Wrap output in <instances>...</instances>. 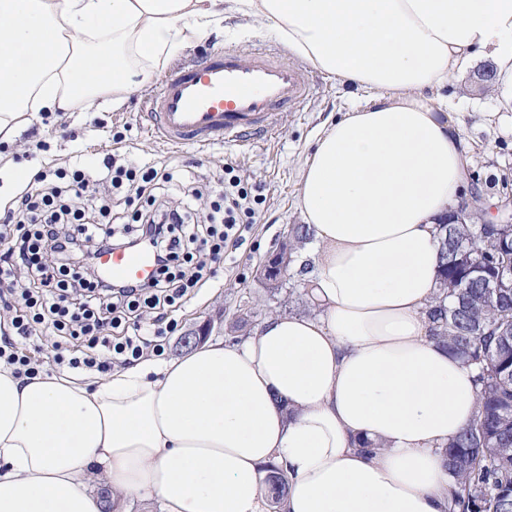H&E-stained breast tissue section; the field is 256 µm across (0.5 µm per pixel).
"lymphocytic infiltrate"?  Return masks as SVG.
Masks as SVG:
<instances>
[{
	"label": "lymphocytic infiltrate",
	"instance_id": "f902f5d3",
	"mask_svg": "<svg viewBox=\"0 0 512 512\" xmlns=\"http://www.w3.org/2000/svg\"><path fill=\"white\" fill-rule=\"evenodd\" d=\"M98 167L94 181L79 166L40 167L32 186L0 211V310L10 320L0 360L16 374L37 372L26 347L45 328L84 343L81 354H54L56 365L75 372L107 374L147 353L163 355V339L176 328L171 311L214 277L261 203L233 175L202 214L200 192H186L166 166H133L107 154ZM171 195L180 196L179 205H166ZM106 224L111 234L103 233ZM123 245L151 251L149 281L97 273L99 254Z\"/></svg>",
	"mask_w": 512,
	"mask_h": 512
}]
</instances>
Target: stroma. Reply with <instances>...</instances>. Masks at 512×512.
Listing matches in <instances>:
<instances>
[{
    "label": "stroma",
    "mask_w": 512,
    "mask_h": 512,
    "mask_svg": "<svg viewBox=\"0 0 512 512\" xmlns=\"http://www.w3.org/2000/svg\"><path fill=\"white\" fill-rule=\"evenodd\" d=\"M236 49L249 60L258 48L280 49L281 41L261 23L232 18L224 30L180 48V55L204 57L218 47ZM165 71L157 66L118 106L99 101L87 112L37 113L13 143L1 144L0 153L10 156L13 168L0 165V202H9L24 187L16 166L34 169L42 164L64 166L81 160L90 178H98L97 161L114 153L136 163L161 161L178 171L193 165L204 181H217L225 166L259 188L264 202L253 223L245 225L243 240L227 253L215 278L195 289L172 317L178 323L164 342L166 356L179 355L181 339L207 317L235 318L251 306L266 305L277 312L309 315L308 301L297 268H290L288 291L272 294L256 278L260 263L276 251L291 225L302 223L296 207L298 173L324 125L338 113L368 104L371 94L350 88L337 76L313 71L308 99L297 109L271 113L269 128L249 141L217 143L205 149L187 146L174 151L162 146L149 133L143 101L154 93ZM471 70L457 74L444 93L452 102L449 112L466 146L465 195L499 198L512 195V91L493 83L483 93L470 91Z\"/></svg>",
    "instance_id": "obj_1"
}]
</instances>
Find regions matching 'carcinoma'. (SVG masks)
<instances>
[{
  "instance_id": "1",
  "label": "carcinoma",
  "mask_w": 512,
  "mask_h": 512,
  "mask_svg": "<svg viewBox=\"0 0 512 512\" xmlns=\"http://www.w3.org/2000/svg\"><path fill=\"white\" fill-rule=\"evenodd\" d=\"M512 237L511 224H465L448 228V251L440 256L443 288L428 311L432 336L477 370L478 414L445 449L458 485L451 491L460 512H502L512 495V257L486 247ZM503 277L506 287L487 300L478 280ZM270 512H281L286 480L269 476Z\"/></svg>"
}]
</instances>
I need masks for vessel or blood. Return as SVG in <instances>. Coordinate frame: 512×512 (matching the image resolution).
Segmentation results:
<instances>
[{
    "mask_svg": "<svg viewBox=\"0 0 512 512\" xmlns=\"http://www.w3.org/2000/svg\"><path fill=\"white\" fill-rule=\"evenodd\" d=\"M311 88L310 71L279 53L261 50L245 63L220 47L173 64L144 109L155 139L174 150L203 148L266 129L270 112L299 106ZM101 268L108 278L143 282L154 272V258L145 248L115 249L102 256Z\"/></svg>",
    "mask_w": 512,
    "mask_h": 512,
    "instance_id": "vessel-or-blood-1",
    "label": "vessel or blood"
}]
</instances>
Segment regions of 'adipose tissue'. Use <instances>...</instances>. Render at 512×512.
Here are the masks:
<instances>
[{"instance_id":"ef3b65f1","label":"adipose tissue","mask_w":512,"mask_h":512,"mask_svg":"<svg viewBox=\"0 0 512 512\" xmlns=\"http://www.w3.org/2000/svg\"><path fill=\"white\" fill-rule=\"evenodd\" d=\"M229 15L374 93L300 170L317 312L92 381L0 361V512H266L272 465L284 512H450L444 449L478 387L426 315L465 178L429 94L480 53L512 82V0H0V143L28 113L120 103Z\"/></svg>"}]
</instances>
